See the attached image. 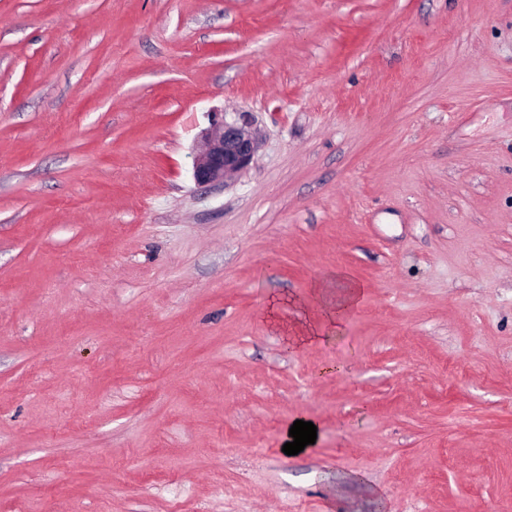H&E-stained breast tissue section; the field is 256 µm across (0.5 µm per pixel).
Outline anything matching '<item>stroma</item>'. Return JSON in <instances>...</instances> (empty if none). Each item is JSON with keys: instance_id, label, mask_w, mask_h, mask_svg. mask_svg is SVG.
I'll use <instances>...</instances> for the list:
<instances>
[{"instance_id": "stroma-1", "label": "stroma", "mask_w": 512, "mask_h": 512, "mask_svg": "<svg viewBox=\"0 0 512 512\" xmlns=\"http://www.w3.org/2000/svg\"><path fill=\"white\" fill-rule=\"evenodd\" d=\"M378 497L512 512V0H0V512ZM214 113L211 127L202 133L203 149L194 157L193 178L198 185L224 182L248 167L258 142L247 122L219 121ZM336 279V288H340L336 292V301L324 298L321 304L325 318L329 322H340L348 310L356 305L361 294L360 287L347 280L341 274H336L329 280Z\"/></svg>"}]
</instances>
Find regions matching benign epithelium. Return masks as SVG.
Instances as JSON below:
<instances>
[{"instance_id":"1","label":"benign epithelium","mask_w":512,"mask_h":512,"mask_svg":"<svg viewBox=\"0 0 512 512\" xmlns=\"http://www.w3.org/2000/svg\"><path fill=\"white\" fill-rule=\"evenodd\" d=\"M203 149L194 157L193 178L199 185L223 182L248 167L258 142L248 123L213 120L202 133Z\"/></svg>"}]
</instances>
